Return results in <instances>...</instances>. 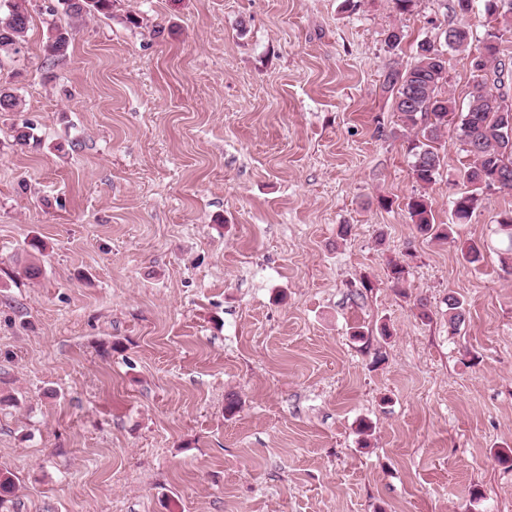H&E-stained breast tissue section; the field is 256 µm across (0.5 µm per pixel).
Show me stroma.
Returning a JSON list of instances; mask_svg holds the SVG:
<instances>
[{
  "instance_id": "stroma-1",
  "label": "stroma",
  "mask_w": 512,
  "mask_h": 512,
  "mask_svg": "<svg viewBox=\"0 0 512 512\" xmlns=\"http://www.w3.org/2000/svg\"><path fill=\"white\" fill-rule=\"evenodd\" d=\"M447 2L114 0L56 61L47 36L70 19L29 0L25 49L0 60L22 100L0 112L10 512H512L494 459L512 448L495 234L512 193L453 223L448 127L428 195L451 239L417 233L382 87L418 41L440 43ZM25 122L39 145L16 143ZM407 253L399 293L389 264Z\"/></svg>"
}]
</instances>
